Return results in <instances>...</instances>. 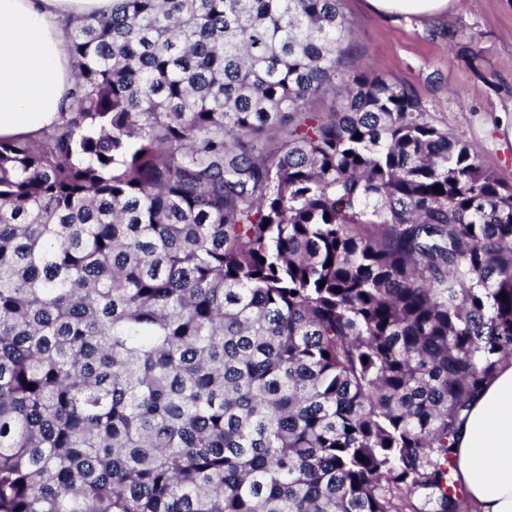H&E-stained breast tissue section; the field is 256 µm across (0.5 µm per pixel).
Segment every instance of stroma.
Returning <instances> with one entry per match:
<instances>
[{
	"label": "stroma",
	"mask_w": 512,
	"mask_h": 512,
	"mask_svg": "<svg viewBox=\"0 0 512 512\" xmlns=\"http://www.w3.org/2000/svg\"><path fill=\"white\" fill-rule=\"evenodd\" d=\"M357 53L380 77L407 87L428 121L468 141L512 181V0H461L435 24L391 22L364 0H342Z\"/></svg>",
	"instance_id": "35a3bbf8"
}]
</instances>
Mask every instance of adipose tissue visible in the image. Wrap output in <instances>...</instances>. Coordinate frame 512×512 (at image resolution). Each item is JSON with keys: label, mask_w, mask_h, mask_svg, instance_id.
I'll return each instance as SVG.
<instances>
[{"label": "adipose tissue", "mask_w": 512, "mask_h": 512, "mask_svg": "<svg viewBox=\"0 0 512 512\" xmlns=\"http://www.w3.org/2000/svg\"><path fill=\"white\" fill-rule=\"evenodd\" d=\"M376 15L433 22L459 0H365ZM112 0H0V138L33 137L71 104L70 23L110 11ZM454 477L477 512H512V361L501 363L463 414Z\"/></svg>", "instance_id": "1"}]
</instances>
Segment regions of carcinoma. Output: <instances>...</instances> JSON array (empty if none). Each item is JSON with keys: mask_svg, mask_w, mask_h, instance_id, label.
Here are the masks:
<instances>
[{"mask_svg": "<svg viewBox=\"0 0 512 512\" xmlns=\"http://www.w3.org/2000/svg\"><path fill=\"white\" fill-rule=\"evenodd\" d=\"M65 51L0 139V512H464L512 181L341 0H112Z\"/></svg>", "mask_w": 512, "mask_h": 512, "instance_id": "cac0c4a2", "label": "carcinoma"}]
</instances>
